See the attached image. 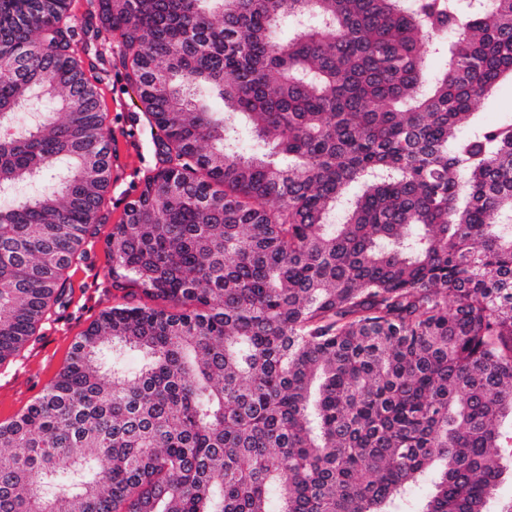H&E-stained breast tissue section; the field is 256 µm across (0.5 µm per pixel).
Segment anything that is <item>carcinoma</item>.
I'll use <instances>...</instances> for the list:
<instances>
[{
  "mask_svg": "<svg viewBox=\"0 0 512 512\" xmlns=\"http://www.w3.org/2000/svg\"><path fill=\"white\" fill-rule=\"evenodd\" d=\"M73 0H0V365L106 220ZM160 135L0 512H486L512 471V0H98ZM448 54L440 76L424 52ZM144 363L128 371V351ZM472 112L484 124L495 123L512 114V84L504 83L491 97L475 101Z\"/></svg>",
  "mask_w": 512,
  "mask_h": 512,
  "instance_id": "1",
  "label": "carcinoma"
}]
</instances>
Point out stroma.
<instances>
[{
	"label": "stroma",
	"mask_w": 512,
	"mask_h": 512,
	"mask_svg": "<svg viewBox=\"0 0 512 512\" xmlns=\"http://www.w3.org/2000/svg\"><path fill=\"white\" fill-rule=\"evenodd\" d=\"M83 60L112 131L107 219L86 242L84 256L66 273V304L53 310L17 357L0 365V422L21 413L55 379L74 342L102 311L126 302L123 292L112 287L105 241L113 226L123 222L127 203L138 195L157 162L158 130L127 82L122 51L115 41H97Z\"/></svg>",
	"instance_id": "obj_1"
}]
</instances>
